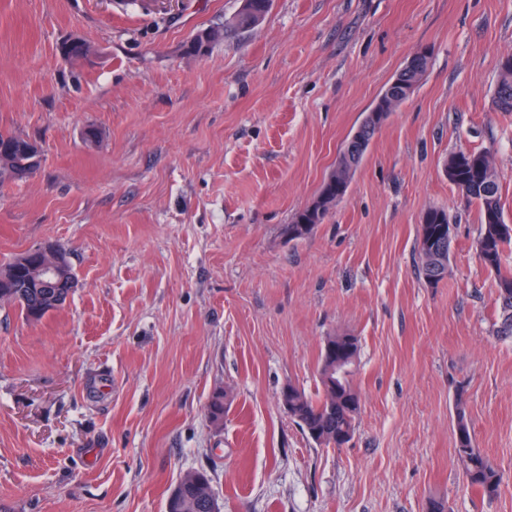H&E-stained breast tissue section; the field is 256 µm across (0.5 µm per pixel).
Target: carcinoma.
<instances>
[{
    "instance_id": "carcinoma-1",
    "label": "carcinoma",
    "mask_w": 512,
    "mask_h": 512,
    "mask_svg": "<svg viewBox=\"0 0 512 512\" xmlns=\"http://www.w3.org/2000/svg\"><path fill=\"white\" fill-rule=\"evenodd\" d=\"M272 0H241L232 19L222 26H209L197 30L183 45L186 56L207 53L214 45L224 41L232 32L245 33L261 23L270 11ZM430 65V55L419 57L414 69H406L399 80L389 84L372 111L381 113L376 120L364 119L356 128L359 142L354 148L344 147L336 162V171L324 181L317 197L300 210L292 223L283 228L288 240L304 239L316 225L323 223L349 189L351 178L361 164L376 134L401 104L406 102L419 85ZM495 105L500 112H512V54L499 61V74L495 90ZM457 155L448 159L446 167H456L455 179L451 180L468 203L477 205L481 229L477 243L482 264L496 276L495 309L496 336L512 341V269L503 267V255L512 245V225L504 220L500 188L496 172L486 151L472 153L467 162L455 165ZM24 162L18 151L0 158V185L17 181L13 172ZM427 228L435 230L449 224L448 213L443 209H430L423 217ZM451 243L437 239L432 246L417 242L419 273L428 283H439L448 275ZM39 262V256L29 257V266L17 268L7 281L0 280V303L16 306L24 317L39 311L46 315L55 310L58 293L53 288H40L29 279V268ZM359 339L351 334H334L325 337L317 368V392L311 394L293 384L281 394L288 395V417L291 418L316 445L339 448L345 441L343 434L351 435L360 409L357 392L351 385V372H346L340 383L341 392L330 386L336 379V363L342 365L357 362ZM229 401L228 392L215 391L207 405V417L216 427L224 422ZM454 453L464 465L472 486L491 497L497 494L502 476L475 445L474 436L462 399L455 403ZM179 492L167 497L165 512H223L218 496L213 492L212 480L205 471H196L177 482Z\"/></svg>"
}]
</instances>
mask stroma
<instances>
[{
	"label": "stroma",
	"instance_id": "obj_1",
	"mask_svg": "<svg viewBox=\"0 0 512 512\" xmlns=\"http://www.w3.org/2000/svg\"><path fill=\"white\" fill-rule=\"evenodd\" d=\"M239 5L0 0V131L42 147L33 176L0 186V264L54 242L77 276L41 321L0 305V512H164L195 470L224 512H512V341L493 334L478 209L444 172L490 151L512 225V112L493 102L512 0H273L255 29L183 55ZM73 35L99 56L65 61ZM423 48L346 196L287 240ZM433 208L452 225L435 285L417 252ZM340 332L360 340L361 408L348 444L320 448L279 395L315 391ZM459 397L503 474L494 497L454 454ZM229 394L223 389L216 390L207 405V417L216 427H221L224 422V414L227 411Z\"/></svg>",
	"mask_w": 512,
	"mask_h": 512
}]
</instances>
